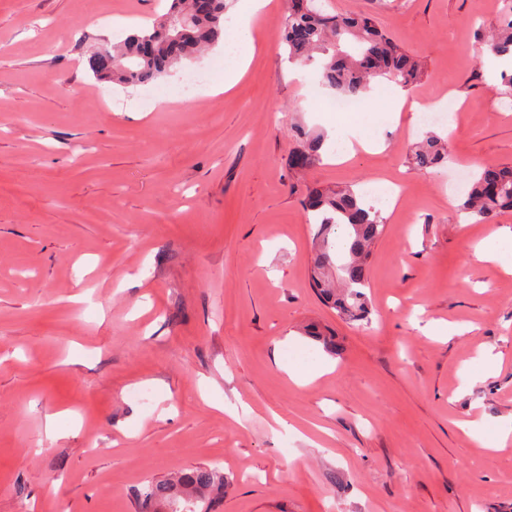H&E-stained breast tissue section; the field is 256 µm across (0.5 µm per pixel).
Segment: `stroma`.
Here are the masks:
<instances>
[{"label":"stroma","instance_id":"35a3bbf8","mask_svg":"<svg viewBox=\"0 0 512 512\" xmlns=\"http://www.w3.org/2000/svg\"><path fill=\"white\" fill-rule=\"evenodd\" d=\"M329 2L426 67L410 90L375 83L376 146L343 162L330 94L279 46L288 0L255 19L232 89L219 44L149 96L84 61L167 0H0V512H138L147 482L202 465L230 479L214 512H512V438L462 428L512 422V274L474 254L512 212L461 217L456 186L512 164V104L474 56L504 0ZM400 97L462 112L428 129L392 120ZM298 126L327 138L303 171ZM428 131L448 163L412 170ZM309 184L372 193L387 219L371 324L310 286ZM283 359L329 371L299 385Z\"/></svg>","mask_w":512,"mask_h":512}]
</instances>
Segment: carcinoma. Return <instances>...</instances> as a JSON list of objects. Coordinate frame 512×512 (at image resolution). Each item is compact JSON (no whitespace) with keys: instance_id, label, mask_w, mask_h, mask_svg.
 <instances>
[{"instance_id":"carcinoma-1","label":"carcinoma","mask_w":512,"mask_h":512,"mask_svg":"<svg viewBox=\"0 0 512 512\" xmlns=\"http://www.w3.org/2000/svg\"><path fill=\"white\" fill-rule=\"evenodd\" d=\"M227 0H169L153 24L123 43L90 50L87 69L99 80L129 87L147 85L171 73L202 48L224 40ZM287 59L317 67L323 87L341 97L363 99L376 77L403 87L424 74L422 63L382 32L369 14L343 16L330 11L326 0H288L283 20ZM483 48L495 56L512 54V13L483 36ZM297 147L292 167L304 169L319 160L324 137L294 130ZM414 168L428 171L448 160V140L430 134L412 150ZM303 211L316 218L312 285L321 302L347 321L371 323L366 294L370 287L372 248L383 235L381 209L348 186L330 191L308 185L302 192ZM460 211L488 224L512 211V165L486 167L466 189ZM308 336L332 353L336 338L316 325ZM229 478L209 466L182 470L140 492L141 512H212L213 493Z\"/></svg>"}]
</instances>
